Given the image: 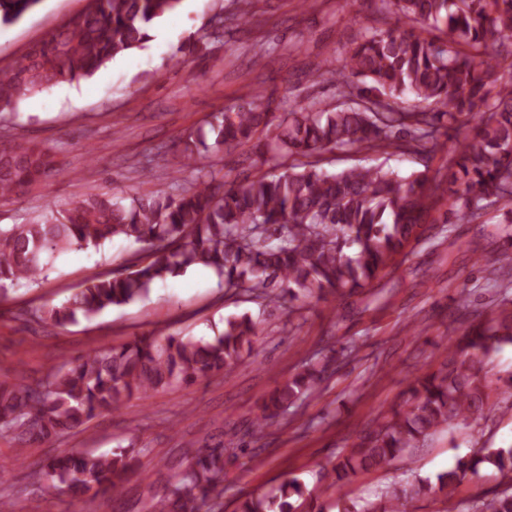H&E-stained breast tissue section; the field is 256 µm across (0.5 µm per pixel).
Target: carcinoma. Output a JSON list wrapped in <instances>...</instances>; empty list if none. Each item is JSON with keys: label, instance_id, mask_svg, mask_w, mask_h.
I'll return each mask as SVG.
<instances>
[{"label": "carcinoma", "instance_id": "1", "mask_svg": "<svg viewBox=\"0 0 512 512\" xmlns=\"http://www.w3.org/2000/svg\"><path fill=\"white\" fill-rule=\"evenodd\" d=\"M41 0H0V24L16 22ZM182 0H87L84 9L10 66L0 69V110L60 83L91 76L114 57L140 47L148 28ZM396 15L386 30L364 29L343 59L336 97L341 103L285 105L258 93L233 112H221L203 131L182 141L181 167L191 186L177 195L150 191L129 203L88 192L40 220L0 226V291L39 282L49 259L66 250L99 249L115 238L143 246L145 260L126 275L103 274L64 302L30 309L52 328L129 304L168 276L202 265L226 290L242 291L263 308L293 312L302 299H325L363 289L379 279L441 200L450 217L473 223L492 212L512 222V0H380ZM477 118L470 132L463 125ZM453 130L447 187L430 186L428 170L402 175L385 162L328 171L315 157L364 148L386 153H430ZM252 145L261 167L277 158L305 162L277 173L260 172L240 185L224 171L200 165L205 152ZM61 172L56 147L26 140L0 142V200L12 201L49 185ZM509 252L476 259L489 274L506 266ZM448 348V362L412 382L406 402L360 432L324 469L339 487L352 477L383 470L457 419L484 415L489 386L482 357L512 344V299ZM260 321L244 313L224 320L213 340H192L157 329L120 347H102L34 384L0 382V432L22 444L58 438L125 400H141L174 383L193 384L215 371L231 372L250 351ZM345 351L328 350L280 382L252 421L259 439L279 424L288 406L317 391L331 363ZM136 466L134 449L109 454L64 452L30 472L79 496L118 494ZM492 469L511 485L484 495L474 512H512V448H478L457 458L436 481L418 478L389 490L377 504L336 499V512H408L409 501L440 494L449 500L459 474ZM297 477L250 495L235 512H325ZM224 512V443H199L188 465L150 506V512Z\"/></svg>", "mask_w": 512, "mask_h": 512}]
</instances>
